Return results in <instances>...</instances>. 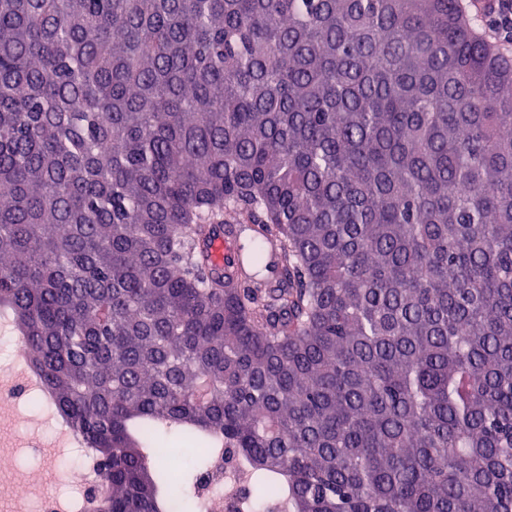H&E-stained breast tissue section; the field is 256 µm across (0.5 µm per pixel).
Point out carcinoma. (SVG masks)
Segmentation results:
<instances>
[{"label":"carcinoma","instance_id":"obj_1","mask_svg":"<svg viewBox=\"0 0 512 512\" xmlns=\"http://www.w3.org/2000/svg\"><path fill=\"white\" fill-rule=\"evenodd\" d=\"M479 25L0 0V314L108 512H209L221 453L231 512H512V59ZM235 473V465L229 462L224 464V459L218 458L212 475L205 479L207 497L210 500L212 512H228L224 509V496L216 494V490L224 486V479Z\"/></svg>","mask_w":512,"mask_h":512}]
</instances>
